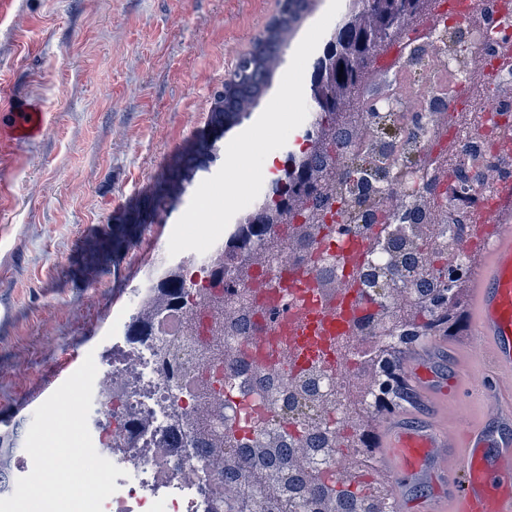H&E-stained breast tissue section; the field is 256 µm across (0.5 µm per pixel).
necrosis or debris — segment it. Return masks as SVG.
<instances>
[{"mask_svg":"<svg viewBox=\"0 0 512 512\" xmlns=\"http://www.w3.org/2000/svg\"><path fill=\"white\" fill-rule=\"evenodd\" d=\"M504 34L487 15L461 21L436 0L381 58L356 118L337 123L343 152L301 148L323 171L304 206L261 234L250 220L275 193L249 199L220 243L224 266L207 256L182 268L167 310L129 328L98 378L93 443L124 471L103 512H260L246 472L271 485L305 459L317 477L305 498L332 483L339 448L364 457L371 427L354 416L389 396L375 352L397 340L400 289L429 275L431 249L447 252L454 280L468 274L512 172V102L498 93L512 83ZM451 112L477 113V127L447 125ZM296 273L312 286L293 291ZM271 276L276 291L253 289ZM329 281L374 310L350 308L330 336H295L296 316Z\"/></svg>","mask_w":512,"mask_h":512,"instance_id":"necrosis-or-debris-1","label":"necrosis or debris"}]
</instances>
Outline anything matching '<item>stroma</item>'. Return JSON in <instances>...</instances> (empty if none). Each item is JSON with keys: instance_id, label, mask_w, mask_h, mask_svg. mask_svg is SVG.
Segmentation results:
<instances>
[{"instance_id": "35a3bbf8", "label": "stroma", "mask_w": 512, "mask_h": 512, "mask_svg": "<svg viewBox=\"0 0 512 512\" xmlns=\"http://www.w3.org/2000/svg\"><path fill=\"white\" fill-rule=\"evenodd\" d=\"M278 9L279 0H0V439L24 447L12 427L29 429L31 396L49 373L88 348L110 363L153 281L229 232L267 162L296 152L310 126L340 120L312 112L307 77L348 0H320L259 105L213 157L180 169L210 126L214 93ZM23 112L43 125L19 141L11 127ZM247 151L251 167H233ZM207 177L219 222L175 225L199 206Z\"/></svg>"}]
</instances>
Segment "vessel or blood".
Here are the masks:
<instances>
[{
	"label": "vessel or blood",
	"mask_w": 512,
	"mask_h": 512,
	"mask_svg": "<svg viewBox=\"0 0 512 512\" xmlns=\"http://www.w3.org/2000/svg\"><path fill=\"white\" fill-rule=\"evenodd\" d=\"M500 195L509 205L486 227L466 307V333L481 347L480 391L491 407L479 420L448 416L450 386L471 384L465 349L427 341L407 355L400 376L423 412L397 407L373 428L372 453L392 483L389 512H407L410 481L440 487L421 512H512V188ZM442 354L448 380L434 370Z\"/></svg>",
	"instance_id": "b4317fda"
}]
</instances>
